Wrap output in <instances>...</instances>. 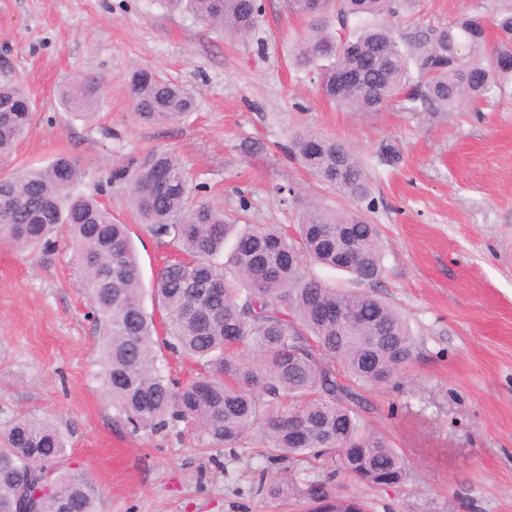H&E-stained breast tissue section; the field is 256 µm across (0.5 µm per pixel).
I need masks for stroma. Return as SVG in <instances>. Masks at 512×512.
Returning <instances> with one entry per match:
<instances>
[{"instance_id":"1","label":"stroma","mask_w":512,"mask_h":512,"mask_svg":"<svg viewBox=\"0 0 512 512\" xmlns=\"http://www.w3.org/2000/svg\"><path fill=\"white\" fill-rule=\"evenodd\" d=\"M252 33L233 38L157 0H0V83L28 93L31 126L0 178L65 154L106 173L146 149L174 150L199 197L252 224L295 227L304 205L362 215L379 230L384 272L375 290L406 317L412 360L395 383L367 388L368 428L399 448L408 476L395 488L363 485L301 463L299 487L326 481L366 512H512V94L481 115L410 112L373 117L334 108L293 56L308 22L283 0H261ZM512 0H420L395 38L463 14L494 22ZM148 66L198 92L179 122L140 124L125 91ZM100 78L87 121L58 103L77 75ZM336 138L363 160L375 202L336 197L284 147L294 131ZM398 151L383 160V147ZM290 188L288 196L278 187ZM139 255L144 306L174 249L147 233L119 192L103 195ZM102 336L65 244L44 252L0 248V431L46 416L65 434L66 464L95 490L96 512H304L256 490L257 448L216 450L185 423L133 430L107 396Z\"/></svg>"}]
</instances>
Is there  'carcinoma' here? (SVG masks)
Listing matches in <instances>:
<instances>
[{"label": "carcinoma", "instance_id": "carcinoma-1", "mask_svg": "<svg viewBox=\"0 0 512 512\" xmlns=\"http://www.w3.org/2000/svg\"><path fill=\"white\" fill-rule=\"evenodd\" d=\"M184 9L197 24L232 35L250 33L262 12L257 0H158ZM309 20L296 64L317 77L324 98L372 116L394 101L413 112H456L512 90V10L489 35L478 15L462 16L411 38L401 48L390 19L417 0H284ZM134 115L145 125L176 122L194 111L186 86L147 67L127 81ZM93 77L70 80L58 100L90 120L101 101ZM34 115L32 99L0 84V155L9 154ZM290 153L337 196L362 202L372 194L365 169L345 145L309 131L291 138ZM86 170L67 155L0 179V246L33 250L52 236L68 239L78 273L100 319L107 393L136 430L183 422L216 448L234 449L256 436L267 460L282 467L314 461L328 478L343 474L373 486L400 485L402 451L367 430L361 391L393 381L413 356L406 318L367 290L336 288L309 273V264L348 272L359 283L383 273L375 225L356 214L311 204L297 228L236 224L224 208L194 195L179 156L150 148L116 165L95 193L79 186ZM120 190L141 223L187 256L158 272L154 296L166 312L164 332L145 311L142 273L128 233L99 199ZM233 245L217 262L226 241ZM352 319L336 322V312ZM200 366L186 382L157 366L158 343ZM67 441L48 419L20 418L0 448V512H67L80 503L95 512L88 482L64 468ZM258 489L273 500L301 496L307 512H364L363 504L323 484L300 489L263 469Z\"/></svg>", "mask_w": 512, "mask_h": 512}]
</instances>
